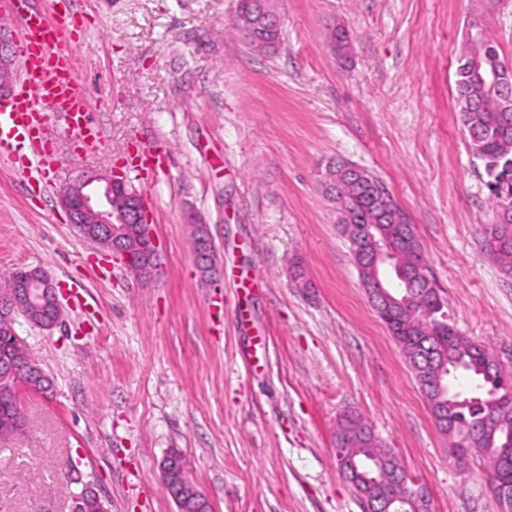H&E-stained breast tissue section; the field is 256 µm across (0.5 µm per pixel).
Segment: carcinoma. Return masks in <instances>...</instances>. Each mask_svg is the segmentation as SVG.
Returning a JSON list of instances; mask_svg holds the SVG:
<instances>
[{
    "label": "carcinoma",
    "instance_id": "1",
    "mask_svg": "<svg viewBox=\"0 0 512 512\" xmlns=\"http://www.w3.org/2000/svg\"><path fill=\"white\" fill-rule=\"evenodd\" d=\"M262 0H238L237 29L244 39L278 43L280 29L266 20ZM330 41L336 55H348L347 29L338 24ZM461 56L477 58L483 66L503 64L489 35L463 42ZM457 102L473 156L479 160L493 195V222L483 234L481 249L506 276H512V106L507 108L487 87L473 81L463 65L456 69ZM328 199L338 205L339 224L350 248L362 243L376 247L391 260L401 287L385 282L383 270L361 265L359 276L376 310L406 358L426 397L437 428L462 453L487 459L489 488L512 491V379L473 339L456 331L442 312L441 298L427 276L422 247L401 206L390 192L372 194L361 185L338 186ZM472 387L458 388L460 376ZM27 426L14 388L0 390V437ZM336 448L355 465L360 478L352 486L359 499L388 494L407 495L395 483L402 470L392 449L383 445L360 415L351 412L336 423Z\"/></svg>",
    "mask_w": 512,
    "mask_h": 512
}]
</instances>
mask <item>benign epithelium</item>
I'll list each match as a JSON object with an SVG mask.
<instances>
[{
	"label": "benign epithelium",
	"mask_w": 512,
	"mask_h": 512,
	"mask_svg": "<svg viewBox=\"0 0 512 512\" xmlns=\"http://www.w3.org/2000/svg\"><path fill=\"white\" fill-rule=\"evenodd\" d=\"M14 64L13 39L10 30L0 26V71H9ZM473 80L496 89L504 103H512V70L505 68L483 69L476 67L471 70ZM60 202L69 214L83 237L95 242L102 238L112 241L108 251L121 262L131 259V251L138 248L143 254L144 266L140 274L152 278L155 274L157 245L153 224L149 222L147 212L140 196L127 178L121 173L102 174L93 170L81 173L60 194ZM26 286L11 293L0 301V330L9 335H16L14 315L22 313L25 320L51 331L59 321L44 316L35 320L33 313L45 306L61 307L60 290L56 288L50 274L40 267H29L25 271ZM26 375L39 382L44 381L27 356L21 354L0 363V385H7L11 379ZM180 469V461L171 459L163 471V479L168 485L173 499L179 501L193 494L186 485L172 479L174 471ZM408 504V498L398 496L381 503L371 501L365 503V512H381L393 507L401 512Z\"/></svg>",
	"instance_id": "benign-epithelium-1"
}]
</instances>
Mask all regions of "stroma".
<instances>
[{"label":"stroma","mask_w":512,"mask_h":512,"mask_svg":"<svg viewBox=\"0 0 512 512\" xmlns=\"http://www.w3.org/2000/svg\"><path fill=\"white\" fill-rule=\"evenodd\" d=\"M237 4L60 0L79 19L72 56L104 139L80 152L49 113L60 166L42 194L0 162V277L45 269L64 310L50 331L15 324L52 388L15 390L30 426L0 440V512H69L66 475L109 512H176L162 480L175 450L213 512H363L336 456L349 410L396 451L429 512H502L482 459L436 429L319 173L344 160L383 182L449 323L512 375V277L481 251L492 200L455 90L471 20L512 67V0H274L281 42L263 54L235 28ZM336 23L344 59L327 38ZM159 143L170 164L148 185L128 160ZM85 169L152 195V280L70 223L60 193ZM192 215L216 274L196 266ZM240 274L266 284L245 292Z\"/></svg>","instance_id":"35a3bbf8"}]
</instances>
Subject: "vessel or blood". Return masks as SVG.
Listing matches in <instances>:
<instances>
[{"label": "vessel or blood", "instance_id": "obj_1", "mask_svg": "<svg viewBox=\"0 0 512 512\" xmlns=\"http://www.w3.org/2000/svg\"><path fill=\"white\" fill-rule=\"evenodd\" d=\"M70 21L65 15L40 11L21 23L16 33L20 72L14 91L0 98V159L23 171L47 177L59 165L45 135L48 112L61 113L67 128L84 149L94 150L101 130L89 119V98L72 64L68 47ZM166 150L143 147L131 165L146 179L165 172Z\"/></svg>", "mask_w": 512, "mask_h": 512}]
</instances>
